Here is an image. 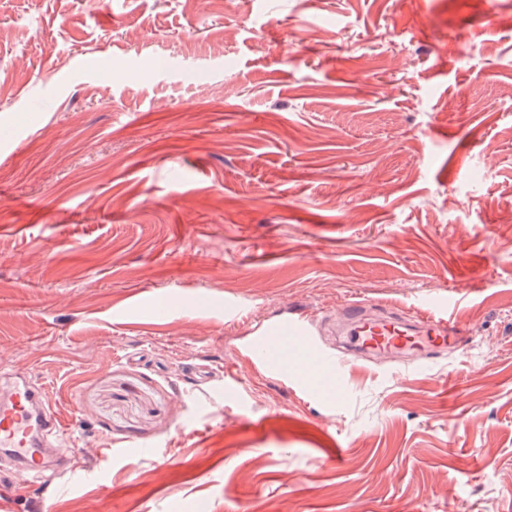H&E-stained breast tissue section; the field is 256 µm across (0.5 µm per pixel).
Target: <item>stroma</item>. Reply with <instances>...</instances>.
Wrapping results in <instances>:
<instances>
[{"instance_id":"35a3bbf8","label":"stroma","mask_w":512,"mask_h":512,"mask_svg":"<svg viewBox=\"0 0 512 512\" xmlns=\"http://www.w3.org/2000/svg\"><path fill=\"white\" fill-rule=\"evenodd\" d=\"M512 0H0V376L79 474L15 512H512ZM462 293L461 351L243 346ZM232 370L240 390L224 387ZM341 460H333L334 449Z\"/></svg>"}]
</instances>
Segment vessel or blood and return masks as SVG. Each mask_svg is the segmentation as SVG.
Returning <instances> with one entry per match:
<instances>
[{
	"label": "vessel or blood",
	"instance_id": "1",
	"mask_svg": "<svg viewBox=\"0 0 512 512\" xmlns=\"http://www.w3.org/2000/svg\"><path fill=\"white\" fill-rule=\"evenodd\" d=\"M459 304L456 295L429 300L422 318L413 320L405 313L392 311L374 315L352 305L341 326L346 352L335 355L321 349L310 337L305 322L284 319L266 326L256 339L244 346V353L263 356L278 349L285 334H292L304 350L296 365L300 376H331L328 396L336 402L348 398L344 366L351 356L368 359L383 353L418 357L433 351L461 348L462 331L455 317ZM63 423L49 405L43 386L26 379H13L0 387V457L7 469L21 471L35 481H46L49 471L63 468L71 451L59 447Z\"/></svg>",
	"mask_w": 512,
	"mask_h": 512
}]
</instances>
